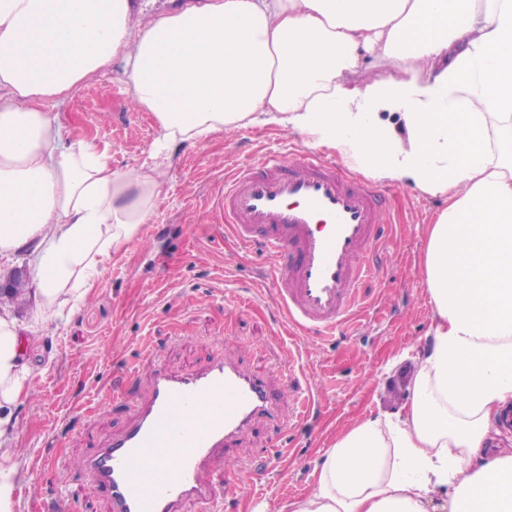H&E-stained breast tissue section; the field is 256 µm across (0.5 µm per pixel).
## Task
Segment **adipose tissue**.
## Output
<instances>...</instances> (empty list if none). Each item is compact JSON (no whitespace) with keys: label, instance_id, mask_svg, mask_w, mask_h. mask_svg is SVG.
Instances as JSON below:
<instances>
[{"label":"adipose tissue","instance_id":"adipose-tissue-1","mask_svg":"<svg viewBox=\"0 0 512 512\" xmlns=\"http://www.w3.org/2000/svg\"><path fill=\"white\" fill-rule=\"evenodd\" d=\"M122 58L157 137L116 169L48 109ZM392 62L385 74L373 62ZM278 125L356 171L439 196L433 324L406 401L340 434L289 512H512V0H0V258L34 257V323L67 321L164 198L180 151ZM0 311V512L26 470L32 373Z\"/></svg>","mask_w":512,"mask_h":512}]
</instances>
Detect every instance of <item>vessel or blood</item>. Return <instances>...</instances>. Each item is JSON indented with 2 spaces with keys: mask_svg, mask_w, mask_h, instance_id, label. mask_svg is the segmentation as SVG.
<instances>
[{
  "mask_svg": "<svg viewBox=\"0 0 512 512\" xmlns=\"http://www.w3.org/2000/svg\"><path fill=\"white\" fill-rule=\"evenodd\" d=\"M224 222L240 248L263 251L275 302L289 323L318 335L344 327L385 237L381 197L335 161L302 150L236 169L224 181ZM281 391L267 377L216 358L196 374L155 373L125 431L83 462L109 512H222L234 482L205 480L211 456L263 419Z\"/></svg>",
  "mask_w": 512,
  "mask_h": 512,
  "instance_id": "b4317fda",
  "label": "vessel or blood"
}]
</instances>
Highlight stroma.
<instances>
[{"label": "stroma", "instance_id": "1", "mask_svg": "<svg viewBox=\"0 0 512 512\" xmlns=\"http://www.w3.org/2000/svg\"><path fill=\"white\" fill-rule=\"evenodd\" d=\"M121 61L87 81L72 98L52 104L63 126L112 149V165L140 163L157 135L151 115L135 110L122 83ZM299 136L256 126L207 145L185 148L168 174V192L150 223L113 255L90 296L65 324H49L25 341L32 394L17 410L15 446L27 470L20 512H106L103 491L81 463L132 420L113 387L127 368L125 391L145 395L155 370L198 372L224 351L248 370L266 372L281 391L306 389L314 409L296 418L284 401L283 426L257 423L232 448L219 450L211 474L238 485L224 512H251L307 495L312 472L337 434L359 417L397 409L413 363L405 351L428 332L431 305L422 257L427 231L446 202L391 182H379L389 208V236L379 272L363 285L366 305L350 334L326 340L289 326L273 304L264 255L242 253L218 210L224 172L264 156H284ZM282 441L285 452L258 471L241 461Z\"/></svg>", "mask_w": 512, "mask_h": 512}]
</instances>
